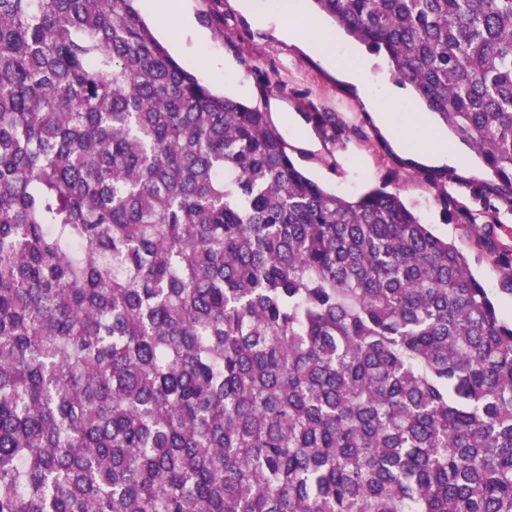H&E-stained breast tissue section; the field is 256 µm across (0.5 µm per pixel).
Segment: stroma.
Here are the masks:
<instances>
[{
	"mask_svg": "<svg viewBox=\"0 0 512 512\" xmlns=\"http://www.w3.org/2000/svg\"><path fill=\"white\" fill-rule=\"evenodd\" d=\"M206 41L180 35L172 57L214 92L267 112L307 175L344 198L387 184L469 258L473 274L512 319V296L498 293L499 259H512V204L474 152L462 168L409 160L338 71L280 36L275 20L243 14L235 0H188ZM447 204H440V197Z\"/></svg>",
	"mask_w": 512,
	"mask_h": 512,
	"instance_id": "1",
	"label": "stroma"
}]
</instances>
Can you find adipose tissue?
<instances>
[{
    "label": "adipose tissue",
    "instance_id": "ef3b65f1",
    "mask_svg": "<svg viewBox=\"0 0 512 512\" xmlns=\"http://www.w3.org/2000/svg\"><path fill=\"white\" fill-rule=\"evenodd\" d=\"M265 4L267 13L278 20L280 33L288 39L300 41L307 52L319 57L327 67L340 71L352 82L384 133L415 161L434 167L461 164L460 150L423 114L413 112L403 115L395 112L394 103L399 100V93H392L386 99L371 95L367 75L376 63L374 56L357 49L348 57H337L332 50L333 34L306 15L304 0H265Z\"/></svg>",
    "mask_w": 512,
    "mask_h": 512
}]
</instances>
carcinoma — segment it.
I'll use <instances>...</instances> for the list:
<instances>
[{
    "label": "carcinoma",
    "instance_id": "1",
    "mask_svg": "<svg viewBox=\"0 0 512 512\" xmlns=\"http://www.w3.org/2000/svg\"><path fill=\"white\" fill-rule=\"evenodd\" d=\"M137 0H0V512H512V320L311 180ZM512 204V0H314Z\"/></svg>",
    "mask_w": 512,
    "mask_h": 512
}]
</instances>
